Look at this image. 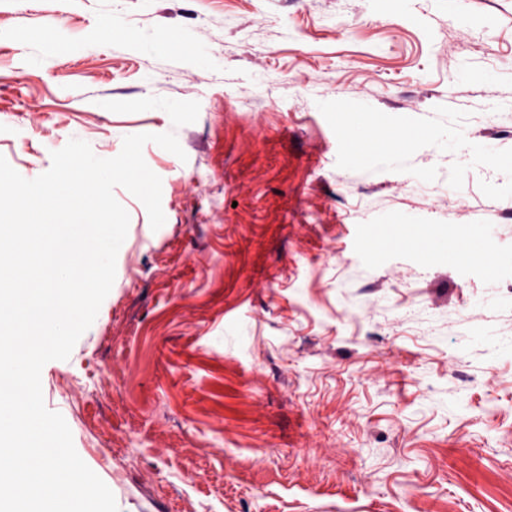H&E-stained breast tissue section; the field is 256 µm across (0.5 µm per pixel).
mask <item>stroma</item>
I'll return each instance as SVG.
<instances>
[{
  "label": "stroma",
  "instance_id": "obj_1",
  "mask_svg": "<svg viewBox=\"0 0 512 512\" xmlns=\"http://www.w3.org/2000/svg\"><path fill=\"white\" fill-rule=\"evenodd\" d=\"M373 3L0 0V155L21 176L73 138L113 157L126 136L171 131L185 152L143 148L160 229L115 188L130 222L111 291L41 372L118 512H512L502 278L479 258L424 261L416 243L364 258L411 222L449 238L474 224L512 252V0L454 17L442 0ZM107 17L170 39L177 64L100 45ZM60 23L91 49L59 58L19 37ZM453 120L496 136L468 160L414 141L397 167L336 157L359 130L389 149ZM419 171L430 185L409 187ZM431 190L470 212H428ZM466 331L483 343L461 350Z\"/></svg>",
  "mask_w": 512,
  "mask_h": 512
}]
</instances>
